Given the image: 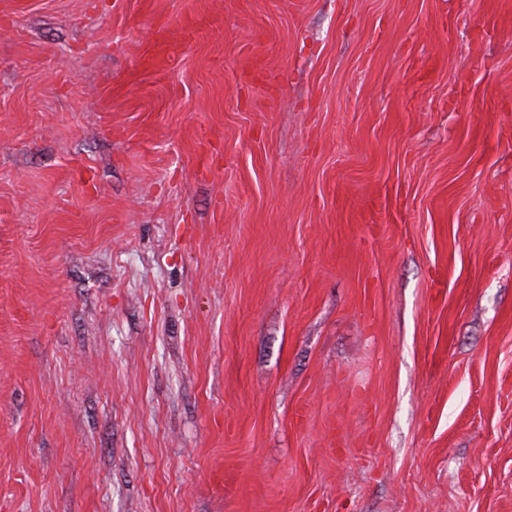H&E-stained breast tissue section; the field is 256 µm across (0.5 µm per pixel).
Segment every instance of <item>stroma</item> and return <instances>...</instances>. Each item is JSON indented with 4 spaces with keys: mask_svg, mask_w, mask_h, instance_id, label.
Listing matches in <instances>:
<instances>
[{
    "mask_svg": "<svg viewBox=\"0 0 512 512\" xmlns=\"http://www.w3.org/2000/svg\"><path fill=\"white\" fill-rule=\"evenodd\" d=\"M13 2L0 512H512V0Z\"/></svg>",
    "mask_w": 512,
    "mask_h": 512,
    "instance_id": "obj_1",
    "label": "stroma"
}]
</instances>
